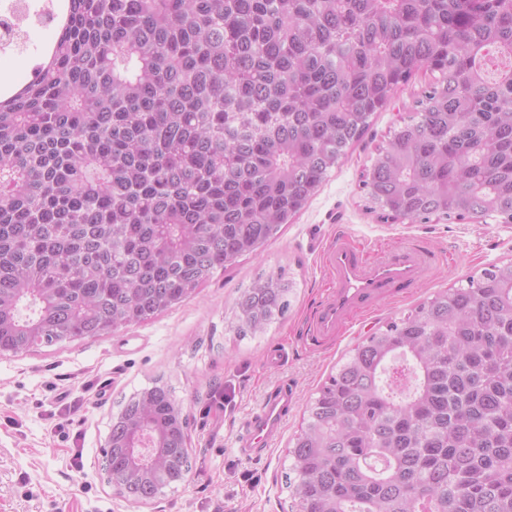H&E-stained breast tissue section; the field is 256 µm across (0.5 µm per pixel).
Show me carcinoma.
<instances>
[{
    "label": "carcinoma",
    "mask_w": 512,
    "mask_h": 512,
    "mask_svg": "<svg viewBox=\"0 0 512 512\" xmlns=\"http://www.w3.org/2000/svg\"><path fill=\"white\" fill-rule=\"evenodd\" d=\"M0 98V353L104 336L184 302L315 195L394 91L431 79L361 174L385 222L512 224V0H65ZM294 282L258 276L235 335ZM164 458L134 471L129 425ZM154 382L112 421L110 479L186 482ZM299 512H512V260L351 349L291 438Z\"/></svg>",
    "instance_id": "cac0c4a2"
}]
</instances>
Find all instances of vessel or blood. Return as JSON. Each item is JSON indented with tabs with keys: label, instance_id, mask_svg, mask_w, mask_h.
<instances>
[{
	"label": "vessel or blood",
	"instance_id": "b4317fda",
	"mask_svg": "<svg viewBox=\"0 0 512 512\" xmlns=\"http://www.w3.org/2000/svg\"><path fill=\"white\" fill-rule=\"evenodd\" d=\"M432 261V255L416 244L370 252L358 246L349 233L337 232L320 255L330 288L310 317L307 343L321 347L339 340L363 315L403 297L425 280ZM291 402L287 385H275L247 422L242 449L268 445L286 420Z\"/></svg>",
	"mask_w": 512,
	"mask_h": 512
}]
</instances>
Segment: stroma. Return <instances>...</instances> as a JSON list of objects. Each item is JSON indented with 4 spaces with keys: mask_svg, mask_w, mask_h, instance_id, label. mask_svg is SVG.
Masks as SVG:
<instances>
[{
    "mask_svg": "<svg viewBox=\"0 0 512 512\" xmlns=\"http://www.w3.org/2000/svg\"><path fill=\"white\" fill-rule=\"evenodd\" d=\"M428 80L422 73L401 86L292 223L191 298L107 336L0 354V512H297L284 478L288 442L337 363L434 292L512 258V224L386 223L369 208L360 174ZM340 229L369 249L423 243L438 263L430 280L372 310L338 342L308 347V316L328 293L318 251ZM262 274L294 281L291 307L261 335L238 339L235 301ZM272 350L282 355L274 366L266 361ZM157 380L187 419L192 469L187 482L137 506L114 492L102 449L122 405ZM280 382L293 390L286 422L269 450L240 455L249 413Z\"/></svg>",
    "mask_w": 512,
    "mask_h": 512,
    "instance_id": "obj_1",
    "label": "stroma"
}]
</instances>
